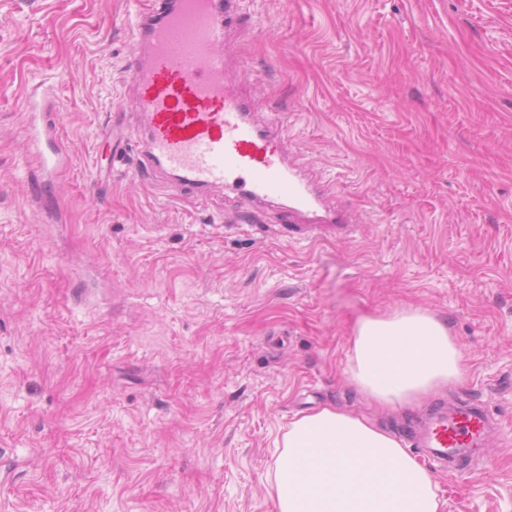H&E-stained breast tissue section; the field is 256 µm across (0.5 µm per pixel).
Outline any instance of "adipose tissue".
<instances>
[{
	"label": "adipose tissue",
	"instance_id": "ef3b65f1",
	"mask_svg": "<svg viewBox=\"0 0 512 512\" xmlns=\"http://www.w3.org/2000/svg\"><path fill=\"white\" fill-rule=\"evenodd\" d=\"M346 372L400 410L461 379L446 322L419 309L361 319ZM278 512H439L427 470L369 419L325 406L292 420L270 481Z\"/></svg>",
	"mask_w": 512,
	"mask_h": 512
}]
</instances>
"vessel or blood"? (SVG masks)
<instances>
[{
    "mask_svg": "<svg viewBox=\"0 0 512 512\" xmlns=\"http://www.w3.org/2000/svg\"><path fill=\"white\" fill-rule=\"evenodd\" d=\"M236 0H138L135 50L126 68L140 146L135 175L169 177L180 196L205 199L211 188L234 190L251 207L283 204L287 223L315 240L349 235L350 217L328 206L320 190L287 159L278 124L258 121L255 99L231 93L224 81V40ZM27 140L42 178L39 191L67 159L47 107L27 99ZM491 420L481 404L435 409L406 439L447 463L449 449L482 447Z\"/></svg>",
    "mask_w": 512,
    "mask_h": 512,
    "instance_id": "b4317fda",
    "label": "vessel or blood"
}]
</instances>
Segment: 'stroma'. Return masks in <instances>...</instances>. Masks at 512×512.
<instances>
[{"label": "stroma", "instance_id": "35a3bbf8", "mask_svg": "<svg viewBox=\"0 0 512 512\" xmlns=\"http://www.w3.org/2000/svg\"><path fill=\"white\" fill-rule=\"evenodd\" d=\"M135 0H0V512H277L297 415L333 404L395 438L440 402L503 423L441 512H512V0H245L227 84L352 216L275 234L278 206L206 207L132 173L113 135ZM70 159L31 197L24 100ZM444 318L464 376L389 411L346 374L354 331Z\"/></svg>", "mask_w": 512, "mask_h": 512}]
</instances>
